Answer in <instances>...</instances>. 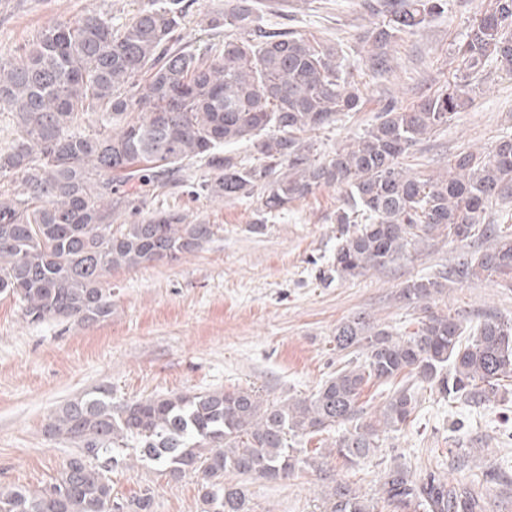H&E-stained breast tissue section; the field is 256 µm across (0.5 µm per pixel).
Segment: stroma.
<instances>
[{"instance_id":"stroma-1","label":"stroma","mask_w":512,"mask_h":512,"mask_svg":"<svg viewBox=\"0 0 512 512\" xmlns=\"http://www.w3.org/2000/svg\"><path fill=\"white\" fill-rule=\"evenodd\" d=\"M271 2L261 27L342 45L346 65L364 91L362 111L304 133L321 154L362 134L386 100L404 108L453 81L457 44L472 19L492 5L448 0L447 10L425 27L399 34L390 50L393 69L380 76L368 68L360 41L372 23L364 0ZM143 3L0 0V56H15L54 23L93 13L119 24ZM231 5L232 0H195L186 17L187 42H223L224 30L208 27L207 19ZM503 136H512V74L490 61L476 82L472 105L413 147L403 164L416 175H436L447 171L455 153L485 150ZM203 173L200 163L184 166L149 205L219 225L218 234L177 261L112 270L106 277L111 316L91 325L62 319L34 324L18 301L0 296V490L35 491L53 481L75 447L49 440L44 426L67 401L100 387L110 388L116 402L238 388L257 390L274 403L311 396L346 363L333 341L337 324L364 312L393 333L412 332L415 313L397 300L398 290L495 244L491 236L464 244L428 238L407 258L345 280L330 270L335 215L344 198L340 187L319 188L255 233L250 226L257 198L193 196L191 186ZM432 308L471 323L489 312L512 319V284L498 276L452 282ZM342 433L336 427L298 439L322 469L304 465L283 480H247L254 512H323L332 479L374 501L386 471L396 465L417 477L440 468L450 481L479 487L487 512H512V393L504 402L473 408L420 385L407 425L383 433L375 455L353 467L331 453ZM109 476L113 495L123 500L151 488L152 512L207 510L196 474L173 480L159 466L131 460Z\"/></svg>"}]
</instances>
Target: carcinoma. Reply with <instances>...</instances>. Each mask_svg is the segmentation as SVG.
<instances>
[{"label": "carcinoma", "mask_w": 512, "mask_h": 512, "mask_svg": "<svg viewBox=\"0 0 512 512\" xmlns=\"http://www.w3.org/2000/svg\"><path fill=\"white\" fill-rule=\"evenodd\" d=\"M257 4L236 0L230 13L208 19L210 27L234 28L220 46H186L184 0H149L117 25L97 15L57 22L17 56L0 58V111L15 114L14 138L0 147V294L15 297L29 321L103 320L112 314V270L174 261L217 235L218 224L147 208L164 176L185 163L206 167L194 196H258V230L319 187L344 186L331 262L342 279L391 263L429 237L473 238L482 215L512 187L508 136L486 151L457 152L442 175L421 177L402 163L472 102L470 77L489 59L512 73V0H493L458 44L459 80L409 108L389 102L362 135L323 156L300 134L361 111L363 91L341 47L256 31ZM365 8L378 18L361 37L366 62L381 75L392 69L395 37L424 27L448 0H366ZM89 113L99 129L75 131ZM243 140L258 163L224 152ZM121 204L131 222L115 229ZM484 233L496 237L490 250L400 289L398 299L419 312L417 331L396 336L365 313L340 322L336 350L357 358L307 398L270 403L254 389H234L116 405L99 388L68 401L45 434L66 437L78 452L37 491L1 490L0 512H151L148 488L129 502L112 496L106 472L129 448L172 478L199 473L208 512H253L244 489L224 475L288 478L304 462L291 437L351 423L335 453L357 465L380 448L382 433L407 424L419 383L469 407L504 401L512 321L489 316L468 329L429 306L448 281L512 276V234L489 224ZM371 383L394 390L380 417L366 423L359 398ZM380 499L392 512H486L474 486L434 471L414 480L400 466L389 469ZM325 512L375 506L337 481Z\"/></svg>", "instance_id": "cac0c4a2"}]
</instances>
